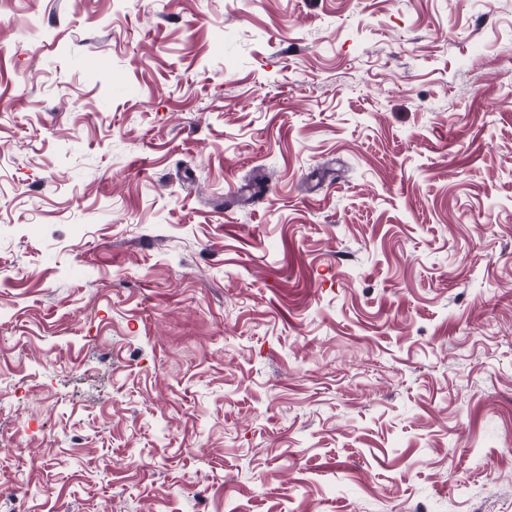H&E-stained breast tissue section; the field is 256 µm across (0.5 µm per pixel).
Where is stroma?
Instances as JSON below:
<instances>
[{"instance_id": "1", "label": "stroma", "mask_w": 512, "mask_h": 512, "mask_svg": "<svg viewBox=\"0 0 512 512\" xmlns=\"http://www.w3.org/2000/svg\"><path fill=\"white\" fill-rule=\"evenodd\" d=\"M0 512H512V0H0Z\"/></svg>"}]
</instances>
